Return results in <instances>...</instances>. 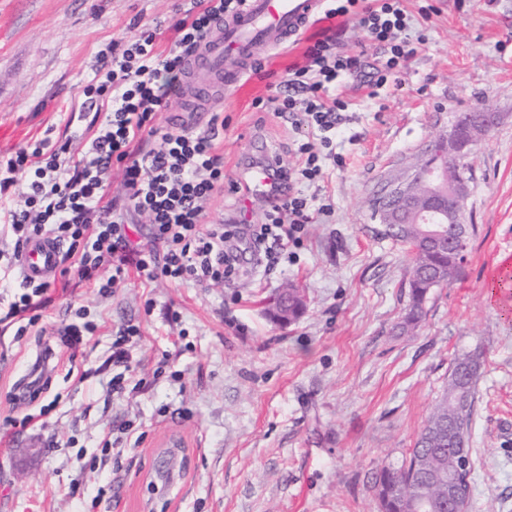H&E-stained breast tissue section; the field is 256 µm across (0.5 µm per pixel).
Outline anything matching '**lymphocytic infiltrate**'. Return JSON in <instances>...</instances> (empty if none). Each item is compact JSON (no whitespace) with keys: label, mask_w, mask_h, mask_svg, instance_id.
<instances>
[{"label":"lymphocytic infiltrate","mask_w":512,"mask_h":512,"mask_svg":"<svg viewBox=\"0 0 512 512\" xmlns=\"http://www.w3.org/2000/svg\"><path fill=\"white\" fill-rule=\"evenodd\" d=\"M243 0H180L170 28L173 38L160 47L152 31L111 41L97 52L92 76L82 85L81 106L94 115L93 131L81 149L71 141L45 137L0 158V223L14 239L0 260L15 264L34 238L50 237L61 245V275L76 273L83 281L104 279L113 288L129 269L153 281L235 285L253 275L238 254L239 241L263 249L267 262L288 261L300 246L316 205L307 187L325 166L343 167L335 145L346 117L343 88L362 77L360 55L330 39L310 45L304 64L294 66L273 95L254 100L260 112L288 119L292 127L317 133L318 143L303 142L299 161L286 166L280 158L267 165L288 192L266 205L257 224L229 220L206 223V208L224 188V158L217 154L214 129L197 132L155 126L157 113L172 105L171 88L185 72L186 59L207 38L215 19L234 14ZM433 5L410 12L405 0H334L327 17L350 16L367 37L383 48L386 60L366 77L375 90L405 69L424 31L413 30V16L430 19ZM123 172L122 192L110 196L113 168ZM147 214L150 234L162 253L131 241L128 215Z\"/></svg>","instance_id":"1"}]
</instances>
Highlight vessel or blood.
I'll return each mask as SVG.
<instances>
[{
	"instance_id": "1",
	"label": "vessel or blood",
	"mask_w": 512,
	"mask_h": 512,
	"mask_svg": "<svg viewBox=\"0 0 512 512\" xmlns=\"http://www.w3.org/2000/svg\"><path fill=\"white\" fill-rule=\"evenodd\" d=\"M324 0H244L233 15L217 20L213 33L189 58L183 79L174 95L173 121L199 123L225 89L243 95L246 75L260 54L285 50L304 40L311 25L321 22ZM266 167H254L247 198L271 196ZM59 248L46 238L30 242L19 260L25 280L48 281L56 274Z\"/></svg>"
}]
</instances>
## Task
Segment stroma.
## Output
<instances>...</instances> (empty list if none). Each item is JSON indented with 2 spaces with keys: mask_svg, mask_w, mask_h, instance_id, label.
<instances>
[{
  "mask_svg": "<svg viewBox=\"0 0 512 512\" xmlns=\"http://www.w3.org/2000/svg\"><path fill=\"white\" fill-rule=\"evenodd\" d=\"M174 0H0V156L87 128L79 89L95 56L131 22L168 29ZM428 42L376 98L349 92L336 139L345 164L315 189V216L294 261L220 284L114 290L56 280L26 335L0 323V512H379L376 478L400 467L455 358L481 356L471 424L469 512H512V0H435ZM306 49L265 61L249 97L216 103L224 181L267 154L297 162L302 136L252 100ZM498 112L473 149L466 260L404 328L412 253L383 236L368 202L406 176L429 135L456 113ZM306 310L266 314L288 284ZM94 325L70 360L58 335ZM133 339L128 391L112 392V338ZM129 423L136 447L104 448Z\"/></svg>",
  "mask_w": 512,
  "mask_h": 512,
  "instance_id": "1",
  "label": "stroma"
}]
</instances>
